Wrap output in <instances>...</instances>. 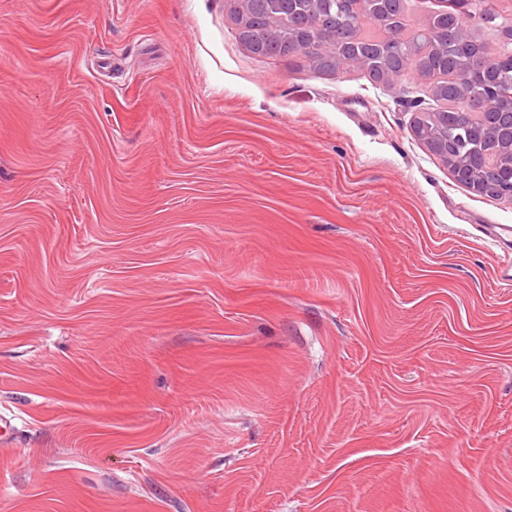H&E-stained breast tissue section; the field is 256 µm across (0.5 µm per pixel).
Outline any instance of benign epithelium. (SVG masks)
Listing matches in <instances>:
<instances>
[{
	"mask_svg": "<svg viewBox=\"0 0 512 512\" xmlns=\"http://www.w3.org/2000/svg\"><path fill=\"white\" fill-rule=\"evenodd\" d=\"M449 8L441 11L456 22L469 14L467 7L472 0H447ZM295 46L299 47L307 42L320 40L321 31L318 24L311 19H303L296 25ZM465 42L469 44V58L477 67L486 68L490 61L485 53L487 48L482 41L472 33L465 35ZM413 66H401L387 71L380 76V83L396 88L403 85L407 74ZM468 79V72L464 69L451 70L440 76H432V93L435 97H448V89L463 93ZM439 119V122L453 134L465 136L470 139L485 138L507 144L509 156L512 157V99L505 102L498 93L495 82L487 83V91L483 100L476 105V111L467 113L468 123H457L455 112H417L411 123V133L417 139H423L438 155L448 157V138L435 137L429 134L430 120ZM503 156L494 151L478 150L469 161L453 172L457 182L479 195H492L498 199L512 201V174L496 179L492 184L483 180L479 172H498L501 168Z\"/></svg>",
	"mask_w": 512,
	"mask_h": 512,
	"instance_id": "obj_1",
	"label": "benign epithelium"
}]
</instances>
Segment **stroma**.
Masks as SVG:
<instances>
[{
	"instance_id": "stroma-1",
	"label": "stroma",
	"mask_w": 512,
	"mask_h": 512,
	"mask_svg": "<svg viewBox=\"0 0 512 512\" xmlns=\"http://www.w3.org/2000/svg\"><path fill=\"white\" fill-rule=\"evenodd\" d=\"M415 100L231 0H0V512H512V202ZM301 0H277L283 13L278 18H286L288 13L289 23H272V18L276 11L271 1L263 3L257 1L254 4L251 14L245 19L237 17L238 37L250 50L257 55L278 56L281 58L300 55L304 57L308 65L317 72L335 73L336 69L332 63L326 47L314 46L311 48L300 47L303 43L320 41L321 31L318 24L311 19H302L297 25L295 46L300 47L299 51L289 54L291 39L294 36L295 28L291 18L299 15L302 10L297 9ZM275 27L277 34L271 35L268 29ZM273 36L276 39H269ZM255 45L256 48H252ZM469 161L453 172L457 182L479 195L512 201V174L497 178L492 184L485 182L479 172H494L496 175L501 168L503 156L494 151H481L477 148ZM490 196V197H493Z\"/></svg>"
}]
</instances>
